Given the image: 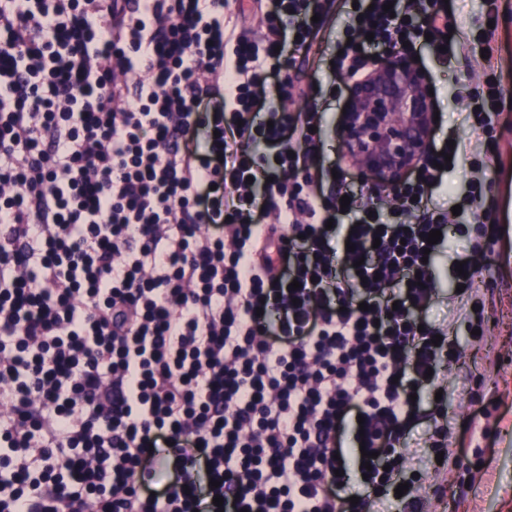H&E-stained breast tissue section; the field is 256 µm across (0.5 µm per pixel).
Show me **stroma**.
Listing matches in <instances>:
<instances>
[{
    "mask_svg": "<svg viewBox=\"0 0 512 512\" xmlns=\"http://www.w3.org/2000/svg\"><path fill=\"white\" fill-rule=\"evenodd\" d=\"M454 9L458 24L472 39H479L487 26L495 28L496 72L505 98L496 123L500 154L488 162L483 199L498 220L512 201V0H495L491 6L485 0H456ZM340 25V14L330 13L327 39L302 49L288 65L291 81L303 91L289 102V111L314 107L327 115L321 138L329 165L341 159L336 124L349 93L346 76L331 69ZM419 64L430 74L433 108L438 113L433 126L436 137L472 140L461 98L482 78L480 55L442 57L435 44L427 43ZM470 163V157H458L447 191L436 197L450 212L448 244L459 252L467 245L465 232L473 223L469 211L462 209L455 216L451 209L461 206L468 194ZM477 259L475 286L484 302L487 341L479 350L466 347L460 362L441 379L448 390L456 440L447 481L424 478L419 512H512V234L501 229L490 232Z\"/></svg>",
    "mask_w": 512,
    "mask_h": 512,
    "instance_id": "obj_1",
    "label": "stroma"
}]
</instances>
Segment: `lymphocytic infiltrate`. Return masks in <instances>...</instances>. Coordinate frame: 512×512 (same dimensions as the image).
Masks as SVG:
<instances>
[{
    "label": "lymphocytic infiltrate",
    "mask_w": 512,
    "mask_h": 512,
    "mask_svg": "<svg viewBox=\"0 0 512 512\" xmlns=\"http://www.w3.org/2000/svg\"><path fill=\"white\" fill-rule=\"evenodd\" d=\"M334 2L253 0L252 36L224 0H0V512L419 502L409 436L455 433L434 386L461 345L426 317L424 255L460 149L431 143L390 197L325 194L322 117L289 111L287 65ZM453 18L358 0L335 65L469 48ZM503 94L489 65L465 98L488 154ZM449 259L454 319L484 329L475 256Z\"/></svg>",
    "instance_id": "lymphocytic-infiltrate-1"
}]
</instances>
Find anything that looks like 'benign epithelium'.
Returning <instances> with one entry per match:
<instances>
[{"label":"benign epithelium","instance_id":"benign-epithelium-1","mask_svg":"<svg viewBox=\"0 0 512 512\" xmlns=\"http://www.w3.org/2000/svg\"><path fill=\"white\" fill-rule=\"evenodd\" d=\"M430 77L414 58L375 55L352 78L339 134L346 160L378 189L400 187L428 154L434 112Z\"/></svg>","mask_w":512,"mask_h":512}]
</instances>
